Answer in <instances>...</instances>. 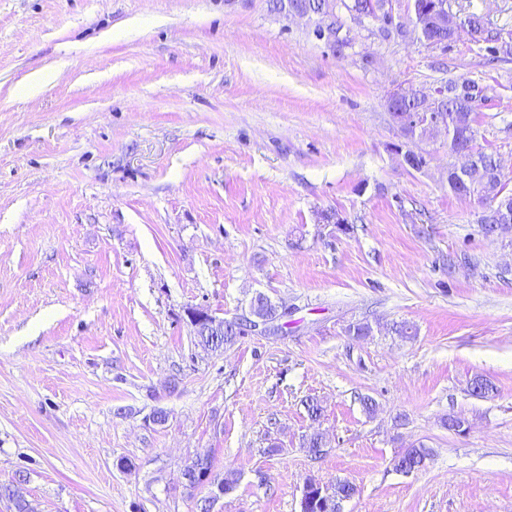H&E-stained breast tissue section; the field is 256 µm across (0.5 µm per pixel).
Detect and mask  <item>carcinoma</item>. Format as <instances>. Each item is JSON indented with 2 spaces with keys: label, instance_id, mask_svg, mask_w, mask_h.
Listing matches in <instances>:
<instances>
[{
  "label": "carcinoma",
  "instance_id": "1",
  "mask_svg": "<svg viewBox=\"0 0 512 512\" xmlns=\"http://www.w3.org/2000/svg\"><path fill=\"white\" fill-rule=\"evenodd\" d=\"M272 10L288 15L303 14L312 23L311 32L320 39L323 31L329 37L325 45L336 56H343L353 49L356 37L352 34L347 21L360 18L377 22L370 34L383 41L405 39L414 33L419 42L429 46L448 47L456 39V27L452 19L444 12L436 11L441 0H413L406 8L405 21L393 22L394 0H269ZM475 41L482 44L485 56L491 61L512 62V37L504 35L503 30L491 26L483 16L466 15ZM436 95L426 101L423 93L412 87L405 89L406 95L398 101L397 109L404 113L445 112L448 115V131L453 134V145L470 151L478 158L479 165L467 177L459 178L454 172H448V192L454 195H468L478 201H506L512 205V189H508V180L498 168L496 153L479 144L472 135L476 129L477 114L482 106L498 96L496 86L480 85L465 78H450L435 88ZM485 237L492 239L497 234L498 218L494 211L486 210L480 217ZM255 312L262 317H274L278 305L263 294L251 300ZM246 336L240 325L231 321L224 322V331L210 333L202 330L194 332L197 345L206 351L222 352ZM430 451L426 446L411 445L393 459L394 469L410 473L424 466ZM24 476H19L8 484H0V499L13 504L15 512H31L28 501L21 491ZM358 493L356 485L338 482L333 488L335 504L354 497Z\"/></svg>",
  "mask_w": 512,
  "mask_h": 512
}]
</instances>
